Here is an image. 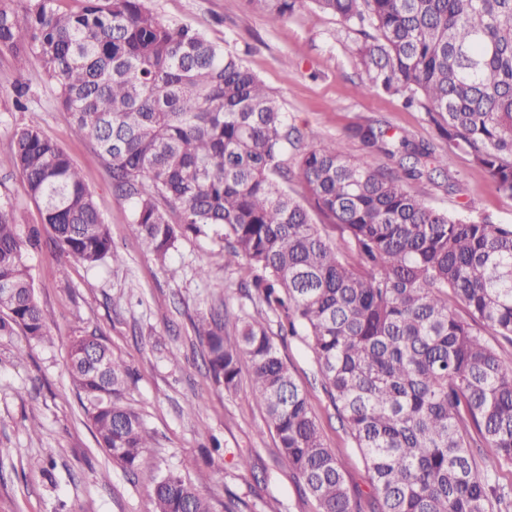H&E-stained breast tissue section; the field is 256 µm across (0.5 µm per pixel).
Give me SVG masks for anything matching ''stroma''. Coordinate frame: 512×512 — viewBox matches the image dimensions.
I'll list each match as a JSON object with an SVG mask.
<instances>
[{
  "mask_svg": "<svg viewBox=\"0 0 512 512\" xmlns=\"http://www.w3.org/2000/svg\"><path fill=\"white\" fill-rule=\"evenodd\" d=\"M162 20L202 28L214 43L238 52L278 97L303 143L340 139L351 158L368 156L348 128L373 121L407 133L436 150L444 144L425 112L394 98L362 91L357 48L361 35L335 17L307 6L274 22L250 0H146ZM28 87L26 111L15 107L18 84ZM38 116L44 133L72 158L92 191L120 265L95 268L62 258L42 241L31 257L36 297L48 316V338L0 336V512H148L159 476L175 471L190 479L214 512L237 501L240 512H317L301 493L287 463L274 451L265 411L248 396L249 361L240 363V388L226 392L208 373L199 320L229 311L258 315L242 296L243 268L224 265V239L209 231L186 233L166 262L148 254L132 235V201L116 192L96 147L72 133L70 116L56 99L38 59L17 69L0 53V201L18 223L40 221L37 205L8 164L16 128ZM371 157V156H368ZM385 164L384 156L371 157ZM451 184L427 181L415 192L433 206L463 212L474 222L512 224V198L498 193L486 173L465 155L448 160ZM103 332L129 374L130 405L153 440L136 473L112 462L98 447L67 373V348L75 330ZM278 347L309 402L329 448L342 458L351 488L372 487L352 439L324 392L314 355L298 337ZM198 405L187 416L189 405ZM250 466L241 469L240 456ZM53 462L52 478L42 472Z\"/></svg>",
  "mask_w": 512,
  "mask_h": 512,
  "instance_id": "obj_1",
  "label": "stroma"
}]
</instances>
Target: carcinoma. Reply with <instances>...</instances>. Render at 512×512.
Returning a JSON list of instances; mask_svg holds the SVG:
<instances>
[{
	"label": "carcinoma",
	"mask_w": 512,
	"mask_h": 512,
	"mask_svg": "<svg viewBox=\"0 0 512 512\" xmlns=\"http://www.w3.org/2000/svg\"><path fill=\"white\" fill-rule=\"evenodd\" d=\"M0 0V52L36 57L75 136L91 141L133 200L130 228L165 261L182 231L224 236V266L302 336L374 495L355 501L308 394L268 322L220 315L198 336L224 390L252 363L250 395L278 454L318 512H512V224L441 211L409 184L464 154L512 198V0H250L272 21L312 5L363 36V88L426 113L448 152L378 123L350 130L391 166L348 156L343 142L303 149L277 97L236 52L203 30L166 23L144 0ZM9 164L52 231L58 254L96 267L121 261L93 193L37 119L17 128ZM297 151L293 171L284 162ZM306 189L313 209L288 189ZM181 207L171 222L159 200ZM321 216L327 224L317 222ZM339 230L330 242L326 226ZM39 232L0 203V336H47L28 265ZM67 375L99 447L130 473L151 436L129 405L128 371L103 334L71 337ZM151 512H213L181 474L159 477Z\"/></svg>",
	"instance_id": "carcinoma-1"
}]
</instances>
